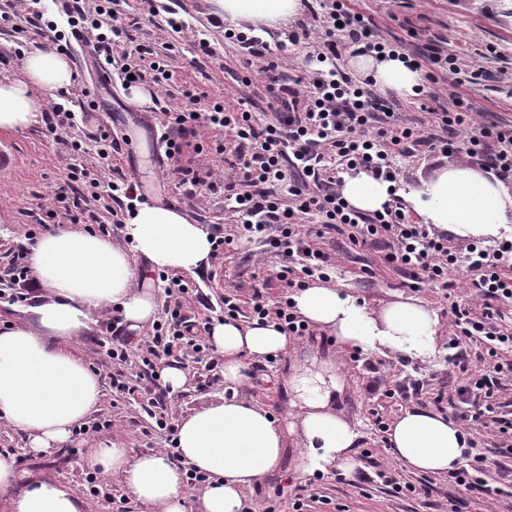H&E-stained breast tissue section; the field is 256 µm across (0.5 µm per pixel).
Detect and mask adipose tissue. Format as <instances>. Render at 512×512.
<instances>
[{"instance_id":"1","label":"adipose tissue","mask_w":512,"mask_h":512,"mask_svg":"<svg viewBox=\"0 0 512 512\" xmlns=\"http://www.w3.org/2000/svg\"><path fill=\"white\" fill-rule=\"evenodd\" d=\"M227 24L285 25L300 11V0H215ZM376 84L413 94L420 72L400 59L359 56L352 62ZM72 71L55 51L29 53L20 77L0 80V131L17 132L37 124L44 93L68 87ZM343 194L358 210L382 209L387 184L366 174L346 180ZM405 199L423 223L460 241L495 239L512 223V193L492 174L463 163L438 169ZM130 249L103 237L59 227L38 238L29 262L37 290L20 324L0 326V421L24 432L32 453L66 444L76 425L96 408L101 386L85 361L69 349L73 339L96 324L95 311L122 310L129 330L142 332L155 319L156 297L150 271L193 273L210 267V232L179 209L142 206L124 227ZM146 258L149 271L139 270ZM293 300L303 319L364 352L387 350L427 361L438 351V321L412 300L377 310L322 282L297 291ZM224 356V391L192 409L177 426L179 460L160 450L136 452L118 446L89 448L90 460L109 472L144 512H187V467L208 474L198 512H242L244 491L272 474L288 443L301 447L306 470L351 465L358 434L335 406L343 378L335 362L305 357L288 380L291 420L281 422L244 397L250 362L285 351L289 338L275 324L214 322L210 333ZM389 442L396 458L422 473L442 474L458 467L467 448L461 430L446 415L413 408L392 423ZM0 493L9 494L10 512H83V502L59 481L22 473L0 458Z\"/></svg>"}]
</instances>
